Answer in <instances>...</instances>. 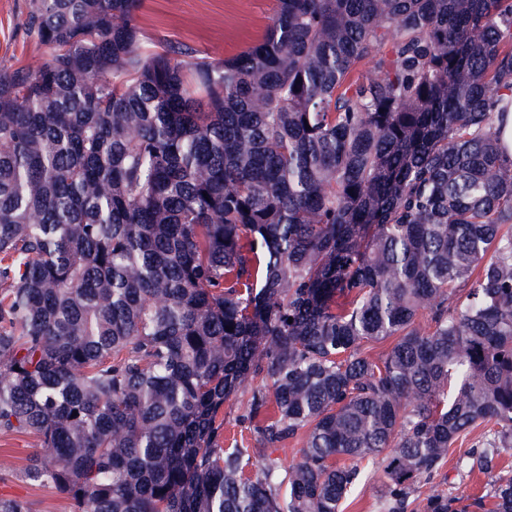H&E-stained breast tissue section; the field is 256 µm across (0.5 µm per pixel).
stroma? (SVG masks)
<instances>
[{"mask_svg": "<svg viewBox=\"0 0 512 512\" xmlns=\"http://www.w3.org/2000/svg\"><path fill=\"white\" fill-rule=\"evenodd\" d=\"M28 0H0V66L35 67L43 63L44 47L24 32L22 21ZM277 0H141L139 24L146 37L164 38L175 46H186L195 56L219 61L236 56L265 34L275 13ZM484 427L475 428L457 449L451 450L435 480L455 492L469 494L486 486L492 477L512 473V450L504 451L493 475L471 476L456 465L460 450L482 440ZM37 438L25 433L0 432V497L28 502L32 512H72L63 494L31 486L22 470L38 454ZM370 478L345 500L343 512H384L381 492L382 469L369 463Z\"/></svg>", "mask_w": 512, "mask_h": 512, "instance_id": "obj_1", "label": "stroma"}]
</instances>
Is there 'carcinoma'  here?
<instances>
[{
	"mask_svg": "<svg viewBox=\"0 0 512 512\" xmlns=\"http://www.w3.org/2000/svg\"><path fill=\"white\" fill-rule=\"evenodd\" d=\"M139 7L29 0L47 60L0 67L23 477L75 512H341L380 460L385 512H512V476L434 482L478 424L468 472L512 448V0H278L218 62ZM246 397H240L233 400L224 406V436H226V446L231 444L232 439L235 438L241 444V437H244V444L250 441V434L246 430L241 433V427L237 425L236 418L244 412ZM226 414V415H225Z\"/></svg>",
	"mask_w": 512,
	"mask_h": 512,
	"instance_id": "carcinoma-1",
	"label": "carcinoma"
}]
</instances>
